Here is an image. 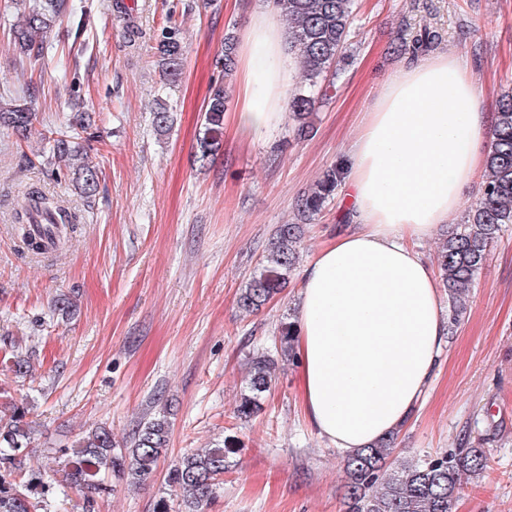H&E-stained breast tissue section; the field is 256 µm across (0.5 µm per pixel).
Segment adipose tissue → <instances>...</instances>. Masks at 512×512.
Returning a JSON list of instances; mask_svg holds the SVG:
<instances>
[{"label": "adipose tissue", "instance_id": "ef3b65f1", "mask_svg": "<svg viewBox=\"0 0 512 512\" xmlns=\"http://www.w3.org/2000/svg\"><path fill=\"white\" fill-rule=\"evenodd\" d=\"M287 38L265 9L242 33L233 121L251 136L284 115ZM491 122L468 61L447 52L386 81L349 147L352 225L314 253L296 304L305 413L343 455L400 430L424 401L448 321L420 247L478 186Z\"/></svg>", "mask_w": 512, "mask_h": 512}]
</instances>
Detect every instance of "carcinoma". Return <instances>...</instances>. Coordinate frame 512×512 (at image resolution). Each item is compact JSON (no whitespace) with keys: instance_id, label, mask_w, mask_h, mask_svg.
I'll list each match as a JSON object with an SVG mask.
<instances>
[{"instance_id":"carcinoma-1","label":"carcinoma","mask_w":512,"mask_h":512,"mask_svg":"<svg viewBox=\"0 0 512 512\" xmlns=\"http://www.w3.org/2000/svg\"><path fill=\"white\" fill-rule=\"evenodd\" d=\"M280 16L288 21L293 45L303 68V81L289 93L287 112L296 124L297 135L311 133L315 109L314 92L328 96L326 80L348 59V37L355 12V0H274ZM108 8L127 16L130 39L141 35L134 20L135 8L125 0H111ZM66 13L64 0H32L24 8L20 21L14 23L13 46L19 58H45L54 44L56 18ZM440 39L428 27L416 38L405 41L398 50L414 57L427 51ZM162 78L171 85L179 81L184 68V46L180 28L166 25L156 42ZM236 69L234 38H224V80L215 84L204 109L203 136L198 140L196 157L205 165L212 161L223 134L224 112L229 104V86ZM35 113L15 99L0 102V127L19 132L30 129ZM493 140L486 157V179L479 197L467 211L464 224L448 233L437 254L442 284L448 290L449 323H459L465 311V292L472 286L487 259L492 243L502 227L512 224V87L501 90L493 112ZM87 118L73 117L67 132L43 136L39 157L53 166L74 165L78 189L86 199L95 196L101 172L88 157L82 156L76 139L78 130L86 129ZM342 169L327 170L317 184L297 203L296 222L281 224L266 254L237 297V306L245 312L259 311L280 293L299 261L305 226L318 216L327 199L336 190ZM85 223L84 212L41 189L24 190V204L14 215V226L23 245L36 254L47 248L61 249L67 235ZM296 327L282 322L271 349L257 350L247 357L248 372L233 410V418L249 422L264 410L266 394L271 391L279 363L294 357ZM29 408L13 402L0 404V512H38L50 506V486L42 474L27 466V447L34 429L27 421ZM171 422L160 414L137 425L130 444L115 441L112 428L97 426L75 441L77 451L58 452L68 456L61 472L62 482L82 493L85 512L94 509L96 498L107 490L100 474L108 471L125 479L128 486L139 488L152 474L169 444ZM397 450V438L391 436L360 448L344 458L346 482L344 512H452L453 502L464 475L477 477L487 466L482 448H461L454 453L427 455L399 467L388 465ZM230 442L222 447L191 449L183 453L169 472V483L180 496L182 512H204L223 481ZM41 488L40 500L32 501V491Z\"/></svg>"}]
</instances>
